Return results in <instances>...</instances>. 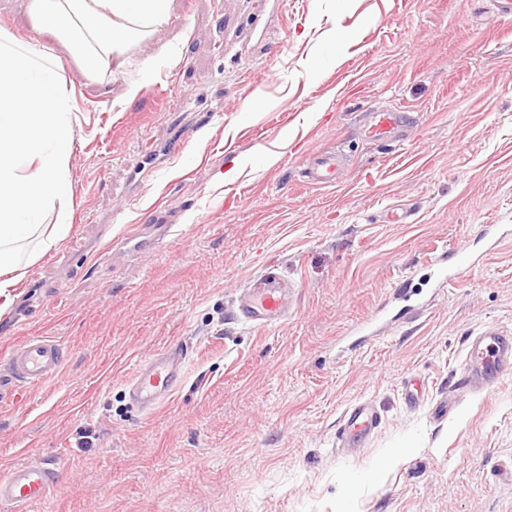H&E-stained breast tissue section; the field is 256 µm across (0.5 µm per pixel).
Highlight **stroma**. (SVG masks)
I'll use <instances>...</instances> for the list:
<instances>
[{
    "instance_id": "35a3bbf8",
    "label": "stroma",
    "mask_w": 512,
    "mask_h": 512,
    "mask_svg": "<svg viewBox=\"0 0 512 512\" xmlns=\"http://www.w3.org/2000/svg\"><path fill=\"white\" fill-rule=\"evenodd\" d=\"M0 33L53 50L79 118L72 227L0 313V352L66 347L59 375L0 399V473L60 468L35 512H512V376L461 385L469 337L512 334V234L478 236L512 225V19L472 0H170L100 77L28 0H0ZM161 43L177 56L129 98ZM392 107L404 141L367 139ZM324 151L334 189L305 177ZM144 224L170 230L123 252ZM272 264L295 306L256 329L235 310ZM380 307L396 324L357 345ZM173 340L185 381L143 413L128 383ZM362 400L381 423L348 453L336 433Z\"/></svg>"
}]
</instances>
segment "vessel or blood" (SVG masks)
Segmentation results:
<instances>
[{"label": "vessel or blood", "mask_w": 512, "mask_h": 512, "mask_svg": "<svg viewBox=\"0 0 512 512\" xmlns=\"http://www.w3.org/2000/svg\"><path fill=\"white\" fill-rule=\"evenodd\" d=\"M408 119V113L395 108L375 111L365 135L374 141L391 140ZM309 178L315 186L338 185L335 156L317 155ZM292 302L291 289L267 283L243 294L238 316L247 324L264 328L285 321ZM5 358L14 392L21 395L58 375L65 363V351L50 337L31 335L22 344L10 347ZM187 362L186 347L174 341L140 359L130 380L134 401L146 412H155L179 389ZM466 367L465 385L487 394L493 392L501 377L512 375V337L499 327H484L468 344ZM378 425V415L370 404H352L339 433L343 450L362 448ZM57 483L58 475L47 462L15 465L0 477V504L12 506L14 512H29L44 502Z\"/></svg>", "instance_id": "b4317fda"}]
</instances>
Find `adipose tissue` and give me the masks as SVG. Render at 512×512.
I'll use <instances>...</instances> for the list:
<instances>
[{
	"instance_id": "adipose-tissue-1",
	"label": "adipose tissue",
	"mask_w": 512,
	"mask_h": 512,
	"mask_svg": "<svg viewBox=\"0 0 512 512\" xmlns=\"http://www.w3.org/2000/svg\"><path fill=\"white\" fill-rule=\"evenodd\" d=\"M170 0H31L42 33L69 45L86 73L106 74L150 36ZM75 103L51 54L0 36V308L16 272L69 230ZM56 224L44 227L48 213Z\"/></svg>"
}]
</instances>
